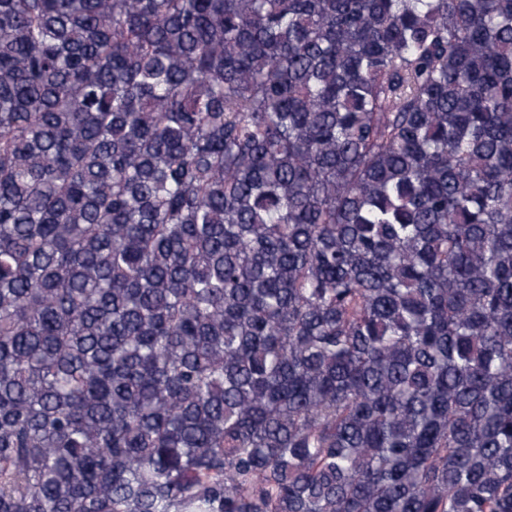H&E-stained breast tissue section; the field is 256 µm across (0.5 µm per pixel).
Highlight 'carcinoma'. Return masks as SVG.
Here are the masks:
<instances>
[{"instance_id":"1","label":"carcinoma","mask_w":512,"mask_h":512,"mask_svg":"<svg viewBox=\"0 0 512 512\" xmlns=\"http://www.w3.org/2000/svg\"><path fill=\"white\" fill-rule=\"evenodd\" d=\"M0 512H512V0H0Z\"/></svg>"}]
</instances>
